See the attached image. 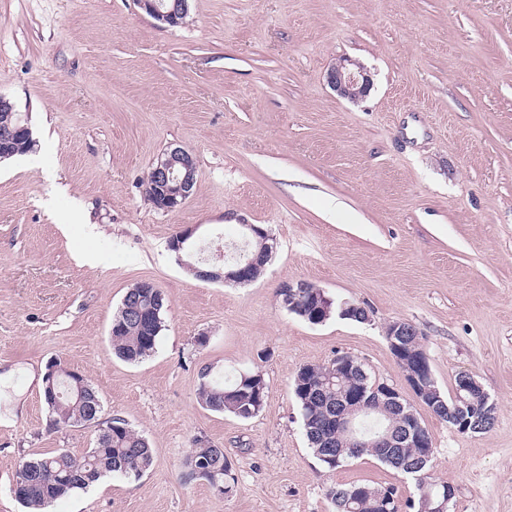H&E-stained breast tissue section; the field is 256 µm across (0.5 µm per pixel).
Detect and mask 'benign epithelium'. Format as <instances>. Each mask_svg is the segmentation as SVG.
<instances>
[{
  "mask_svg": "<svg viewBox=\"0 0 512 512\" xmlns=\"http://www.w3.org/2000/svg\"><path fill=\"white\" fill-rule=\"evenodd\" d=\"M141 9L149 16L169 26L179 25L188 13V0H137ZM327 82L338 96L358 101L366 97L372 87V80L353 60L342 57L327 73ZM29 137L28 119L21 117L15 126L0 130V156H12L21 151ZM153 184L159 199L158 207L165 211L181 208L192 195L196 183L197 161L187 150L181 147L168 148L152 166ZM240 225L247 229L253 239L259 242L260 249L243 259L227 261L225 265L211 266L207 269L193 267L191 271L196 278L207 282H224L226 284H249L255 281L253 272L262 267L267 260L266 251L272 250L269 240L273 236L254 224L240 220ZM198 227L179 231L172 239L176 251L195 245L194 235ZM388 346L400 365L405 380L419 397L429 401L434 407L448 406V418L452 426L460 433L475 432L472 417L476 413L488 415L493 409L489 395L481 383L474 377L464 374L459 377V386L455 388L452 404H446L440 391L431 386L422 371L429 360L424 350L413 349L405 340L411 335L412 323L396 320L390 323ZM374 402H385L391 408L403 413L407 422L397 430L388 427L369 434H354V419L363 414ZM336 430L352 436L355 448H400L409 442L414 448L427 447L424 430L414 416L413 406L395 386L374 382L368 385L358 383V387L345 396V402L336 407Z\"/></svg>",
  "mask_w": 512,
  "mask_h": 512,
  "instance_id": "benign-epithelium-1",
  "label": "benign epithelium"
}]
</instances>
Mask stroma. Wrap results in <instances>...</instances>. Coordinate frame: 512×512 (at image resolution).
<instances>
[{
	"mask_svg": "<svg viewBox=\"0 0 512 512\" xmlns=\"http://www.w3.org/2000/svg\"><path fill=\"white\" fill-rule=\"evenodd\" d=\"M167 26L136 0H0V95L27 114L34 150L0 163V381L18 393L0 426V512L19 460L81 455L96 429H55L41 385L61 359L98 390L105 417L149 441L141 478L107 477L53 512H334L327 485L412 480L376 459L326 469L304 435L296 370L347 354L392 384L429 430L448 512H512V0H188ZM372 75L356 102L328 70ZM179 146L197 158L191 197L157 209L144 183ZM277 250L249 285L189 271L238 219ZM196 227L201 251L178 253ZM93 250L96 264L78 262ZM305 280L364 304L368 323L313 325L282 305ZM149 281L167 299L155 353L112 354V315ZM413 323L440 391L473 374L493 426L460 433L410 389L384 337ZM260 371L261 411L204 408L202 372ZM223 447L235 485L183 475L193 438ZM327 82L341 98L358 101L366 97L372 80L353 60L342 57L327 73Z\"/></svg>",
	"mask_w": 512,
	"mask_h": 512,
	"instance_id": "obj_1",
	"label": "stroma"
}]
</instances>
